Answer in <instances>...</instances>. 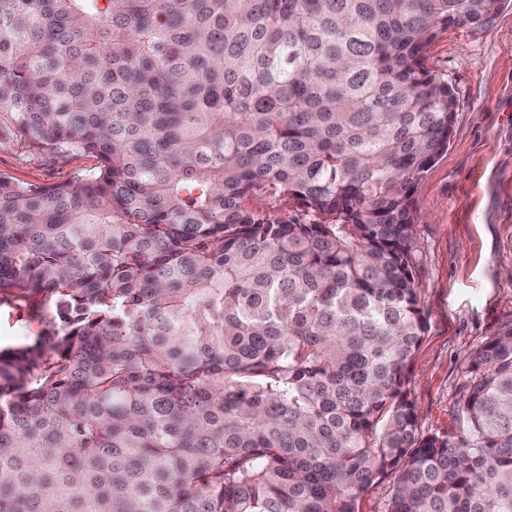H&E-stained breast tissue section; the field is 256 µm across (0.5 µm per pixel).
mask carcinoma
Returning a JSON list of instances; mask_svg holds the SVG:
<instances>
[{
    "mask_svg": "<svg viewBox=\"0 0 512 512\" xmlns=\"http://www.w3.org/2000/svg\"><path fill=\"white\" fill-rule=\"evenodd\" d=\"M507 0H0V512H512V323L419 433L413 192ZM293 202L294 219L250 206ZM93 163L92 159L80 155L42 156L30 162H21L13 147L0 145V173L27 183L52 184L62 181L71 172L87 168ZM0 296V349L13 346L27 336H36L44 328L41 323L43 313L19 305L4 294ZM392 485L390 477L375 481L362 495L359 501L360 512H385L387 495Z\"/></svg>",
    "mask_w": 512,
    "mask_h": 512,
    "instance_id": "cac0c4a2",
    "label": "carcinoma"
}]
</instances>
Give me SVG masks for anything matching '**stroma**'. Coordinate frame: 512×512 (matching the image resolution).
Segmentation results:
<instances>
[{"label": "stroma", "mask_w": 512, "mask_h": 512, "mask_svg": "<svg viewBox=\"0 0 512 512\" xmlns=\"http://www.w3.org/2000/svg\"><path fill=\"white\" fill-rule=\"evenodd\" d=\"M427 66L446 75L457 96L448 150L416 181V282L428 330L406 373L420 407V434H443L473 350L512 323V6L483 32L452 28ZM89 158L19 161L0 145V173L52 184L91 166ZM42 315L0 300V349L36 335Z\"/></svg>", "instance_id": "obj_1"}]
</instances>
